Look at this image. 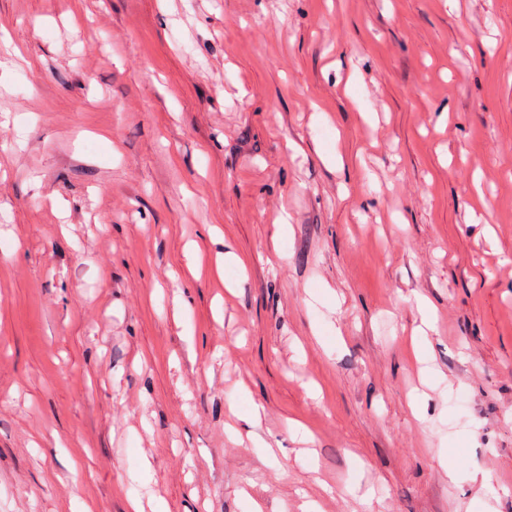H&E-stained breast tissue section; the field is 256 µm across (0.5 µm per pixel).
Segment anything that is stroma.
<instances>
[{"label":"stroma","instance_id":"stroma-1","mask_svg":"<svg viewBox=\"0 0 512 512\" xmlns=\"http://www.w3.org/2000/svg\"><path fill=\"white\" fill-rule=\"evenodd\" d=\"M0 242V512H512V0H0Z\"/></svg>","mask_w":512,"mask_h":512}]
</instances>
